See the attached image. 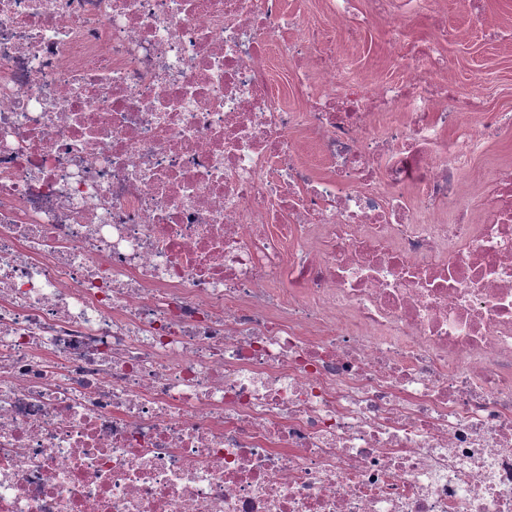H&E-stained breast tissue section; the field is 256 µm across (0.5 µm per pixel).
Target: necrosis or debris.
<instances>
[{
  "mask_svg": "<svg viewBox=\"0 0 512 512\" xmlns=\"http://www.w3.org/2000/svg\"><path fill=\"white\" fill-rule=\"evenodd\" d=\"M349 4L0 0V512H512L504 115ZM288 9L298 12L301 17L323 27L325 24V3L324 0H286ZM332 35L355 68L369 69L373 80H398L401 77L402 72L396 66L394 48L384 20L362 27L358 37L353 40L341 31ZM271 83L274 92L279 95L288 107H298L300 95L293 89L288 78V88L284 83L283 69L277 52H271ZM497 146L491 151L480 157L478 164L481 166H493L502 159H511L512 161V126L503 128L496 139Z\"/></svg>",
  "mask_w": 512,
  "mask_h": 512,
  "instance_id": "4bbe7bcc",
  "label": "necrosis or debris"
}]
</instances>
